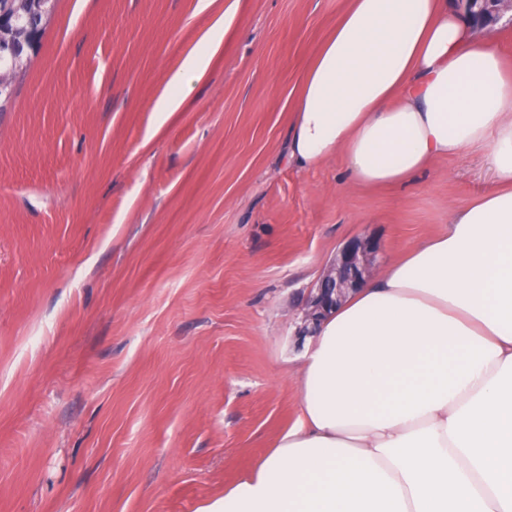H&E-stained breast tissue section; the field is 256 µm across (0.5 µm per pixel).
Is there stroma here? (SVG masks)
I'll return each mask as SVG.
<instances>
[{"label":"stroma","mask_w":512,"mask_h":512,"mask_svg":"<svg viewBox=\"0 0 512 512\" xmlns=\"http://www.w3.org/2000/svg\"><path fill=\"white\" fill-rule=\"evenodd\" d=\"M227 0H57L0 112V512H211L291 427L303 308L447 227L485 160L365 187L288 160L348 0H240L183 108L152 106Z\"/></svg>","instance_id":"35a3bbf8"}]
</instances>
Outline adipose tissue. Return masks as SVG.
Wrapping results in <instances>:
<instances>
[{
    "instance_id": "adipose-tissue-1",
    "label": "adipose tissue",
    "mask_w": 512,
    "mask_h": 512,
    "mask_svg": "<svg viewBox=\"0 0 512 512\" xmlns=\"http://www.w3.org/2000/svg\"><path fill=\"white\" fill-rule=\"evenodd\" d=\"M183 58L156 100L180 111L235 24ZM289 160L339 158L400 186L485 154L491 180L318 325L295 424L213 512H512V72L448 0H349L316 51Z\"/></svg>"
}]
</instances>
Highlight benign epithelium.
<instances>
[{
  "label": "benign epithelium",
  "instance_id": "benign-epithelium-1",
  "mask_svg": "<svg viewBox=\"0 0 512 512\" xmlns=\"http://www.w3.org/2000/svg\"><path fill=\"white\" fill-rule=\"evenodd\" d=\"M476 13L473 24L484 28L500 21L506 11H512V0H463ZM376 246L370 240L354 238L344 244L325 270L319 288L308 300L306 321L316 328L327 311L341 302L346 294L358 289L369 276L371 255Z\"/></svg>",
  "mask_w": 512,
  "mask_h": 512
}]
</instances>
